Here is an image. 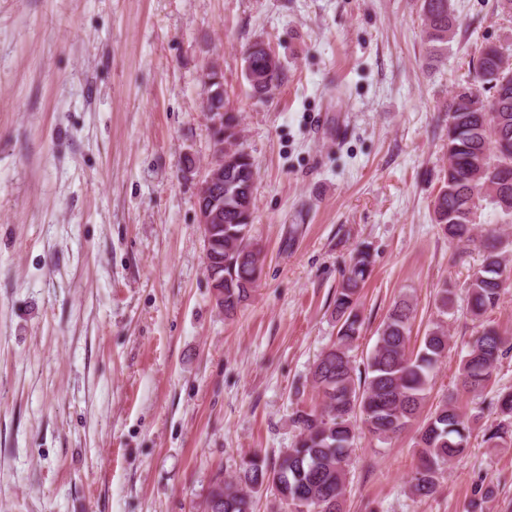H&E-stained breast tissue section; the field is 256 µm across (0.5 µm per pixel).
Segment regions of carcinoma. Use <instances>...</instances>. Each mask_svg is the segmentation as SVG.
<instances>
[{"label":"carcinoma","mask_w":512,"mask_h":512,"mask_svg":"<svg viewBox=\"0 0 512 512\" xmlns=\"http://www.w3.org/2000/svg\"><path fill=\"white\" fill-rule=\"evenodd\" d=\"M427 39L432 47L448 42L453 28L450 0H423ZM284 76L280 60L253 51L245 57V79L252 94L275 88ZM476 79L488 85L490 99L478 103L473 90L463 87L448 104V169L434 200V220L448 239L474 241L476 215L482 202L512 218V65L502 47L486 45L477 60ZM218 107L224 109V130L210 129L211 137L229 140L239 126L238 115L227 108L223 84L215 83ZM483 166L499 169L497 180L485 184L475 178ZM212 194L224 201L222 227L216 232L224 250V316L230 318L249 299L260 272L261 250H253L251 221L254 163L240 153L224 171V183ZM371 273V254L357 250L347 277L336 291L333 313L338 326L336 341L314 365L312 381L319 406L297 412L299 437L294 447L269 465L257 453L244 460L235 475L217 477L209 487L204 512H253V498L274 491L289 512L304 505L307 512H344L346 481L357 437V422L384 443L400 435L421 413L436 368L448 353V330L437 322L418 348H409L414 308L407 300L394 305L378 330L376 343L364 370L356 373L351 348L360 336L358 308L361 288ZM512 266L501 236L483 244V260L468 285V308L481 319L498 306ZM508 339L491 321L480 324L461 359L460 385L466 393H480L491 382ZM497 418L483 429L489 448L512 446V390L496 400ZM475 418L448 400L435 406L424 420L418 449L419 464L409 480V492L429 498L438 492L448 464L468 446ZM496 489L484 479L474 487L471 508L494 500Z\"/></svg>","instance_id":"cac0c4a2"}]
</instances>
